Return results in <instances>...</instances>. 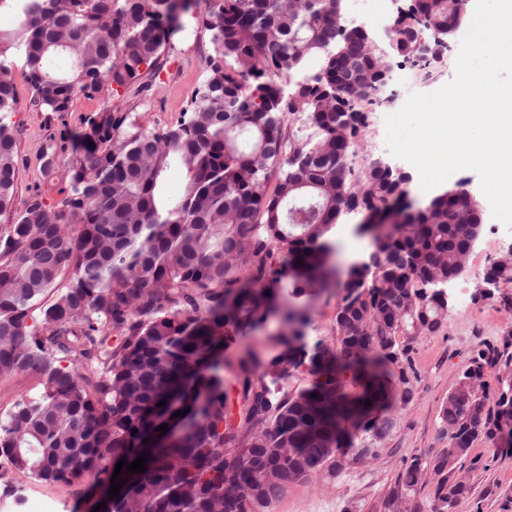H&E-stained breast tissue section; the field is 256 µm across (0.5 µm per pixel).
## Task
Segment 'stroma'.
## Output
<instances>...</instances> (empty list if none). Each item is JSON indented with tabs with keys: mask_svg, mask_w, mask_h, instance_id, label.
<instances>
[{
	"mask_svg": "<svg viewBox=\"0 0 512 512\" xmlns=\"http://www.w3.org/2000/svg\"><path fill=\"white\" fill-rule=\"evenodd\" d=\"M208 0H198L176 33L165 54L159 83L151 91L127 93L114 98L120 108L139 116L143 127L152 129L176 121L188 109L192 96L205 75L211 51V33L202 24ZM472 20L464 14L462 24L448 40L443 64L424 74L402 57L389 58L391 79L385 86L381 104L368 115L358 157L373 156L391 166L412 173L413 165L394 157L385 143V118L399 111L413 93H430L451 81L462 37ZM18 107L12 121L18 129L19 181L17 201L40 192L47 203L60 200L67 185L65 166L53 172L42 169L41 152L50 137L78 130L81 120L100 110V94L75 97L64 117L49 116L32 102V91L23 71H15ZM483 229L472 246L465 270L448 285V325L443 333L417 337L411 358L417 380L414 397L403 410L384 441L381 455L367 465L333 478L312 476L292 486L272 508V512H382L385 493L411 455L432 456L446 449L448 439L440 430L439 410L470 359L487 346H502L512 331V281L486 287L484 272L506 248L512 235L498 227L490 205H483ZM456 478L468 480L472 492L459 502L456 512H512V450H494L492 442L480 438L458 466ZM40 500L44 512H78L79 502L70 488L25 481L11 496L0 495V512H29L28 499Z\"/></svg>",
	"mask_w": 512,
	"mask_h": 512,
	"instance_id": "obj_1",
	"label": "stroma"
}]
</instances>
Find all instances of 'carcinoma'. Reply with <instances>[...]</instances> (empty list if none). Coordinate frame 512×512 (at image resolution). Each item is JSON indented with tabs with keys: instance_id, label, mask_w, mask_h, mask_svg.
Here are the masks:
<instances>
[{
	"instance_id": "carcinoma-1",
	"label": "carcinoma",
	"mask_w": 512,
	"mask_h": 512,
	"mask_svg": "<svg viewBox=\"0 0 512 512\" xmlns=\"http://www.w3.org/2000/svg\"><path fill=\"white\" fill-rule=\"evenodd\" d=\"M193 4L0 0L21 18L0 29V382L23 388L0 410L6 492L35 479L79 488L87 509L105 503L99 512H271L312 475L380 455L364 449L414 397L412 341L448 323L441 290L482 230L462 182L402 224L361 225L374 231L376 267L352 265L339 280L330 267L341 217L409 193L377 160L353 161L385 64L335 0H209L212 52L189 109L145 129L112 107L122 89H151ZM462 14V0H417L416 15L391 24L393 52L429 71L417 33L446 38ZM19 62L46 112L63 115L78 94L109 104L42 149L47 173L64 157V197L49 205L33 193L17 210L18 130L7 117ZM174 163L186 173L177 198ZM331 291L332 341L312 343L311 303ZM277 302L284 328L268 343L278 352H248L228 387L224 346L264 329ZM173 422L181 437L149 452L146 471L121 470L112 499L89 496L86 477L111 481ZM440 423L450 448L411 456L385 512H400L428 471L441 476L432 512H453L471 487L447 476L472 443L512 444V353L477 352Z\"/></svg>"
}]
</instances>
